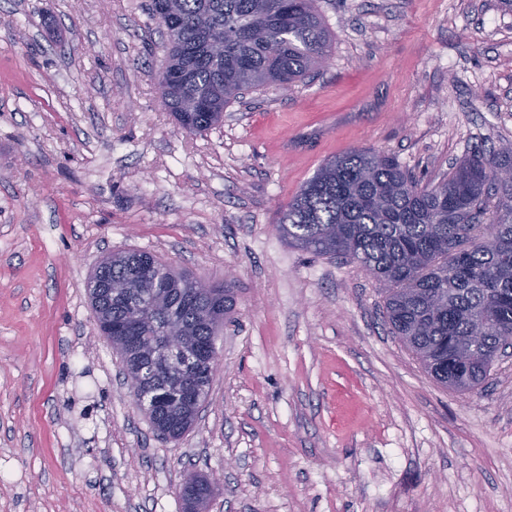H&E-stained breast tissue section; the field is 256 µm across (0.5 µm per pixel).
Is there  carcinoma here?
Instances as JSON below:
<instances>
[{
	"label": "carcinoma",
	"mask_w": 512,
	"mask_h": 512,
	"mask_svg": "<svg viewBox=\"0 0 512 512\" xmlns=\"http://www.w3.org/2000/svg\"><path fill=\"white\" fill-rule=\"evenodd\" d=\"M150 17L166 37L171 71L163 106L189 133L219 125L224 109L248 92L282 91L319 69L332 36L316 0H151ZM512 145L474 150L442 179L424 184L397 160L353 149L328 161L281 210L280 234L302 249L343 257L383 285L391 333L445 387L465 392L490 376L512 344ZM152 262V281L122 295L99 294L100 331L128 317L150 293L164 306L136 331L162 349L177 321L193 344L215 340L233 308L230 288L194 287L195 279L147 251L100 261L91 279L122 283ZM159 386L182 387L192 375L166 367ZM196 421L171 401L160 422L186 433Z\"/></svg>",
	"instance_id": "1"
}]
</instances>
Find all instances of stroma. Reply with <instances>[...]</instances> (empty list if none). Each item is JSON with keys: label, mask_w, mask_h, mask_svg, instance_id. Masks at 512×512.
Returning <instances> with one entry per match:
<instances>
[{"label": "stroma", "mask_w": 512, "mask_h": 512, "mask_svg": "<svg viewBox=\"0 0 512 512\" xmlns=\"http://www.w3.org/2000/svg\"><path fill=\"white\" fill-rule=\"evenodd\" d=\"M150 0H0V512H512V348L436 383L359 265L291 246L280 211L328 159L440 180L512 143L500 0H317L323 67L203 134L162 105ZM148 251L234 296L193 427L160 440L97 328L89 278Z\"/></svg>", "instance_id": "obj_1"}]
</instances>
